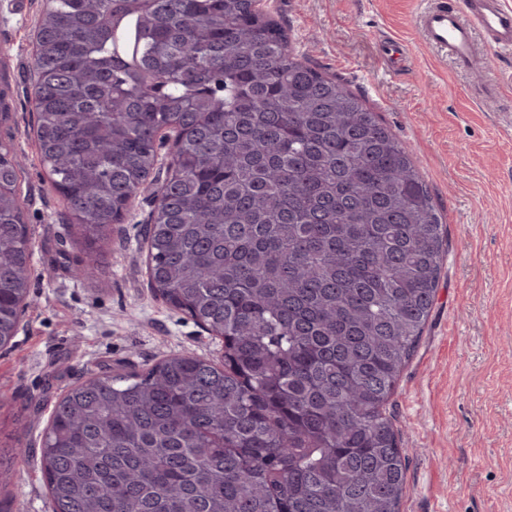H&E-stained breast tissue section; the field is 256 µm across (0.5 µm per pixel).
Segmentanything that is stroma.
I'll return each instance as SVG.
<instances>
[{
    "mask_svg": "<svg viewBox=\"0 0 512 512\" xmlns=\"http://www.w3.org/2000/svg\"><path fill=\"white\" fill-rule=\"evenodd\" d=\"M419 0H270L292 50L348 81L406 142L448 233L434 309L391 400L409 459L400 512H512V125L487 110L491 74L462 73L419 37ZM43 0H0V96L23 174L32 242L30 306L0 350V448L23 446L8 491L23 512H51L35 454L59 398L82 377L139 368L179 352L221 361L224 344L156 297L145 227L155 167L97 276H75L84 255L41 165L32 129V37Z\"/></svg>",
    "mask_w": 512,
    "mask_h": 512,
    "instance_id": "stroma-1",
    "label": "stroma"
}]
</instances>
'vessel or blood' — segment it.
Wrapping results in <instances>:
<instances>
[{"label": "vessel or blood", "instance_id": "1", "mask_svg": "<svg viewBox=\"0 0 512 512\" xmlns=\"http://www.w3.org/2000/svg\"><path fill=\"white\" fill-rule=\"evenodd\" d=\"M414 23L424 44L462 71L512 53V8L504 0H431Z\"/></svg>", "mask_w": 512, "mask_h": 512}]
</instances>
